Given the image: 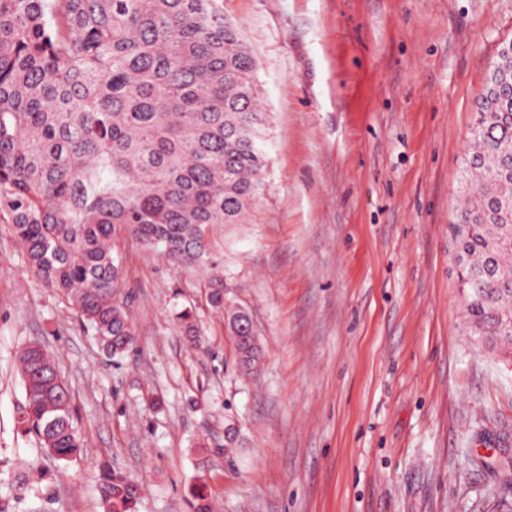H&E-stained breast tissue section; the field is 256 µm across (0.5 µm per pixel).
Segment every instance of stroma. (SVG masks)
<instances>
[{
	"instance_id": "obj_1",
	"label": "stroma",
	"mask_w": 512,
	"mask_h": 512,
	"mask_svg": "<svg viewBox=\"0 0 512 512\" xmlns=\"http://www.w3.org/2000/svg\"><path fill=\"white\" fill-rule=\"evenodd\" d=\"M270 115L262 196L184 267L121 234L136 341L108 357L0 210V512H512V364L464 331L448 224L512 0H224ZM226 309L213 307L215 280ZM262 349L243 373L226 311ZM190 322H183V313ZM196 343H189L188 334ZM50 351L79 456L16 417ZM41 351L25 350L20 359V371L25 389L31 385H43ZM101 492L107 512H129L138 497L130 480L109 468L101 473Z\"/></svg>"
}]
</instances>
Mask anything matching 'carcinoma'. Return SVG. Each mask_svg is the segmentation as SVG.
I'll return each mask as SVG.
<instances>
[{
    "label": "carcinoma",
    "mask_w": 512,
    "mask_h": 512,
    "mask_svg": "<svg viewBox=\"0 0 512 512\" xmlns=\"http://www.w3.org/2000/svg\"><path fill=\"white\" fill-rule=\"evenodd\" d=\"M490 66L460 162L466 195L448 225L464 253L454 286L465 326L512 361V107ZM269 126L255 61L222 0H0V209L28 270L68 297L109 357L135 343L115 300L120 231L168 261L210 257L205 229L239 224L263 191ZM43 384L41 352L20 359ZM67 389L26 400L18 425L60 460L81 438ZM106 512H130V480L101 473Z\"/></svg>",
    "instance_id": "1"
}]
</instances>
